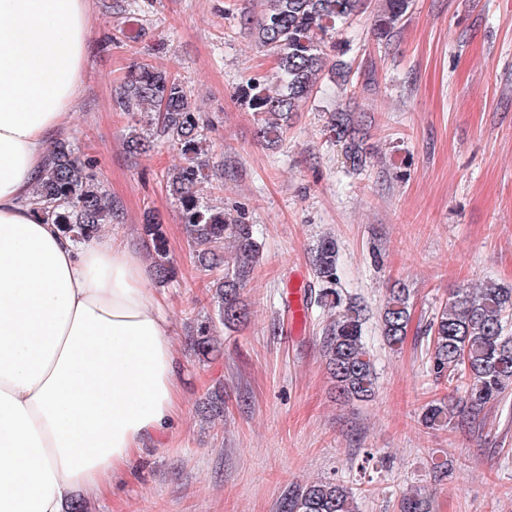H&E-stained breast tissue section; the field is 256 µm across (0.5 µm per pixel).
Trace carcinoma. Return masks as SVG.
<instances>
[{
	"label": "carcinoma",
	"instance_id": "carcinoma-1",
	"mask_svg": "<svg viewBox=\"0 0 512 512\" xmlns=\"http://www.w3.org/2000/svg\"><path fill=\"white\" fill-rule=\"evenodd\" d=\"M256 20L260 47L275 57L274 89L244 92L257 117L260 138L269 144L283 140L294 112L309 98L324 70L329 52L336 48L339 29L364 8L367 0H262ZM411 0H385L375 19L376 35L393 36L409 10ZM118 107L131 119L126 137L130 153L151 151L158 140L176 148L182 162L167 172L168 192L176 204L188 242L202 271L216 274L211 281L221 325L244 322L247 306L241 296L260 252L253 225L241 215L232 216L204 202L199 186L212 180L209 144L204 121L182 81L147 65L133 64L120 84ZM330 137L343 145L349 167L361 170L371 158L361 129L349 112L337 111L327 125ZM30 205L47 222L60 225L78 242H89L99 226L118 217L96 174L94 163L81 159L72 141L62 139L45 156L35 182ZM155 246L154 269L164 281L175 275L166 256L162 224L143 225ZM337 248L323 238L313 256L318 292L303 296L304 312L311 305L330 313L326 325L324 357L336 389L348 399L372 396L376 372L363 342L361 308L343 302L336 289ZM512 315V288L488 284L459 288L436 310L423 335L428 340V369L438 379L456 383L463 402L478 416L491 401L512 386V335L506 333ZM411 319L410 294L397 286L389 290L381 316V332L387 346L396 351L407 336ZM216 326L201 325L193 339L199 354L213 349ZM203 412H224V388L210 391ZM429 428L448 424V404L429 403L421 416ZM281 512H356L347 487L332 481L307 484L285 495ZM400 512H433V502L419 493L405 494Z\"/></svg>",
	"mask_w": 512,
	"mask_h": 512
}]
</instances>
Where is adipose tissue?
Instances as JSON below:
<instances>
[{"instance_id":"adipose-tissue-1","label":"adipose tissue","mask_w":512,"mask_h":512,"mask_svg":"<svg viewBox=\"0 0 512 512\" xmlns=\"http://www.w3.org/2000/svg\"><path fill=\"white\" fill-rule=\"evenodd\" d=\"M90 0H0V512L103 496L184 412L165 305L109 238L29 206L82 86Z\"/></svg>"}]
</instances>
